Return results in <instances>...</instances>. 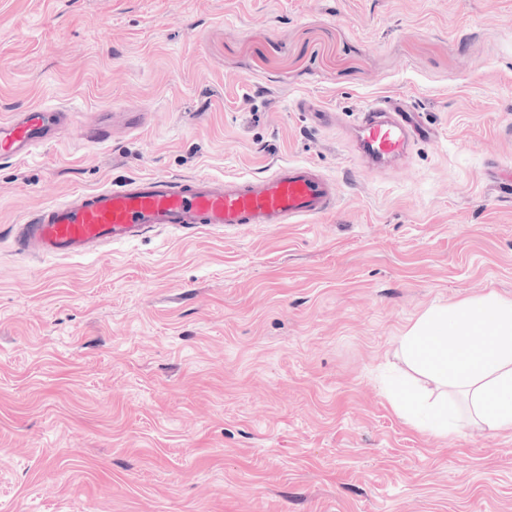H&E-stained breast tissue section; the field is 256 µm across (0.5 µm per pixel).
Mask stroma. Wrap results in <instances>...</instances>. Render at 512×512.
Here are the masks:
<instances>
[{
    "instance_id": "obj_1",
    "label": "stroma",
    "mask_w": 512,
    "mask_h": 512,
    "mask_svg": "<svg viewBox=\"0 0 512 512\" xmlns=\"http://www.w3.org/2000/svg\"><path fill=\"white\" fill-rule=\"evenodd\" d=\"M384 94L439 129L363 169L341 128ZM146 113L0 165V512H512V434L428 438L382 393L426 309L512 299V0H0V118ZM334 178L338 211L167 232L35 265L11 224L113 179ZM296 109L299 112H304L318 126H325L328 124L336 125L339 122L341 113L338 111H330L322 106V104L314 97H302L296 101Z\"/></svg>"
}]
</instances>
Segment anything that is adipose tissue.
Segmentation results:
<instances>
[{
  "instance_id": "ef3b65f1",
  "label": "adipose tissue",
  "mask_w": 512,
  "mask_h": 512,
  "mask_svg": "<svg viewBox=\"0 0 512 512\" xmlns=\"http://www.w3.org/2000/svg\"><path fill=\"white\" fill-rule=\"evenodd\" d=\"M395 355L427 382L386 392L413 429L436 438L462 423L512 432V300L490 293L429 308L397 336ZM453 393L466 412L453 406Z\"/></svg>"
}]
</instances>
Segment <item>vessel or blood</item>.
Instances as JSON below:
<instances>
[{
    "label": "vessel or blood",
    "instance_id": "obj_1",
    "mask_svg": "<svg viewBox=\"0 0 512 512\" xmlns=\"http://www.w3.org/2000/svg\"><path fill=\"white\" fill-rule=\"evenodd\" d=\"M295 107L319 126L340 120L339 112L312 97L298 99ZM66 134L92 145L107 143L112 115L91 112L80 120L70 107L43 104L11 112L0 119V163L29 158ZM436 139L435 126L400 96L367 103L351 126V144L374 173L410 166L414 146ZM339 204L335 179L310 163H284L264 176L154 174L48 204L13 225L12 234L22 258H79L164 230L189 235L303 224L334 212Z\"/></svg>",
    "mask_w": 512,
    "mask_h": 512
}]
</instances>
